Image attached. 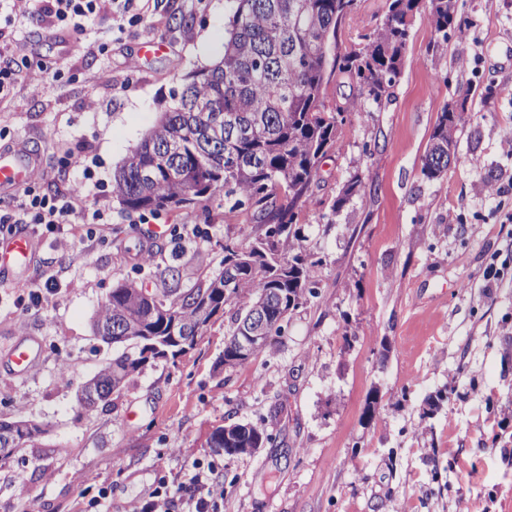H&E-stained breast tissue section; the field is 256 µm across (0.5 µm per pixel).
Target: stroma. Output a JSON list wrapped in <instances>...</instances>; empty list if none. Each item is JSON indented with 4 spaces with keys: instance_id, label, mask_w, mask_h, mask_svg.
Returning <instances> with one entry per match:
<instances>
[{
    "instance_id": "stroma-1",
    "label": "stroma",
    "mask_w": 512,
    "mask_h": 512,
    "mask_svg": "<svg viewBox=\"0 0 512 512\" xmlns=\"http://www.w3.org/2000/svg\"><path fill=\"white\" fill-rule=\"evenodd\" d=\"M231 8L162 0L137 27L98 17L72 31L54 26L39 0L16 10L0 0V45L22 46L28 70L67 71L48 85L18 79L0 101V134L37 156L30 183L41 193L66 190L67 155H83L110 216L81 251L55 234L38 238L25 280L50 272L60 281L42 309L21 310L17 281L0 278V350L23 336L44 349L25 377L0 365V422L46 429L38 448L0 471V512H79L102 487L112 512H127L163 479L180 481L183 501L195 461L214 457L211 432L233 422L265 425L276 445L218 467L221 512H512V0H458L461 29L444 55L431 48L426 13L416 14L380 106L359 108L347 79L325 85L326 107H344L346 120L300 215L322 259L315 294L264 352L217 366L234 302L194 349L145 364L109 404L80 408L87 379L137 352L92 331L117 283L159 292L173 267L186 292L222 271L225 239L259 231L246 216L228 219L219 196L156 217L167 237L152 264L116 260L137 252L144 227L113 197V174L173 93L223 55ZM386 10L387 0H358L340 46L362 45ZM150 41L162 50L142 56ZM446 105L461 115L457 152L430 181L422 160ZM357 171L363 191L332 215ZM177 224L204 225L209 237L174 239ZM491 263L494 281L484 276Z\"/></svg>"
}]
</instances>
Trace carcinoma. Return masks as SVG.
Here are the masks:
<instances>
[{"label":"carcinoma","instance_id":"cac0c4a2","mask_svg":"<svg viewBox=\"0 0 512 512\" xmlns=\"http://www.w3.org/2000/svg\"><path fill=\"white\" fill-rule=\"evenodd\" d=\"M224 24V53L196 71L112 179V195L128 212H169L202 205L224 194V206L262 227L248 243L224 242V271L205 286L169 301L172 289L149 293L134 281L114 289L93 323L96 334L119 326L138 356L122 355L96 375L106 403L149 361L174 360L194 348L224 305L245 299L231 336L253 314H263L268 335L282 332L290 314L311 293L312 270L322 264L305 249L298 216L316 182L320 161L336 149L342 123L337 106L325 107L324 86L347 77L358 101L378 106L401 74L412 22L423 0H388L383 24L359 49L336 52L338 26L357 0H232ZM457 0H429L434 48L448 49L460 29ZM461 117L441 109L423 158L428 180L448 169ZM356 173L331 205L336 214L360 193ZM11 442L0 443V469L39 438L38 427L0 423ZM230 436L235 448L274 443L260 424L216 427L210 440Z\"/></svg>","mask_w":512,"mask_h":512}]
</instances>
